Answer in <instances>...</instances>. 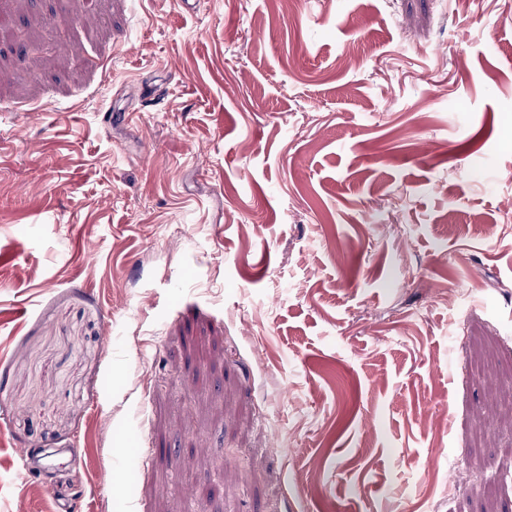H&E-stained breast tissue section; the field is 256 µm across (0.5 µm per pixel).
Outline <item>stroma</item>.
<instances>
[{"label": "stroma", "mask_w": 512, "mask_h": 512, "mask_svg": "<svg viewBox=\"0 0 512 512\" xmlns=\"http://www.w3.org/2000/svg\"><path fill=\"white\" fill-rule=\"evenodd\" d=\"M0 23V512H512V0Z\"/></svg>", "instance_id": "1"}]
</instances>
